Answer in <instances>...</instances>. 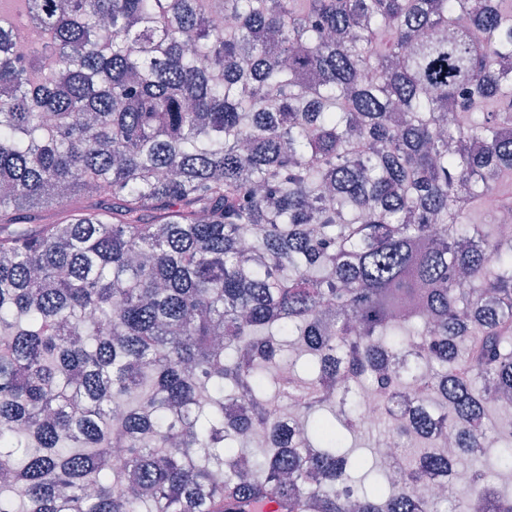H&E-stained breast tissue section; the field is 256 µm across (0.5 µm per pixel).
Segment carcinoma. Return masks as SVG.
I'll list each match as a JSON object with an SVG mask.
<instances>
[{
    "instance_id": "obj_1",
    "label": "carcinoma",
    "mask_w": 512,
    "mask_h": 512,
    "mask_svg": "<svg viewBox=\"0 0 512 512\" xmlns=\"http://www.w3.org/2000/svg\"><path fill=\"white\" fill-rule=\"evenodd\" d=\"M23 2L39 48L0 21V512H445L418 489L512 410V224L487 208L512 214V4ZM364 380L423 445L371 492L339 432ZM496 439L511 470L512 423ZM448 492L512 512L486 472Z\"/></svg>"
}]
</instances>
